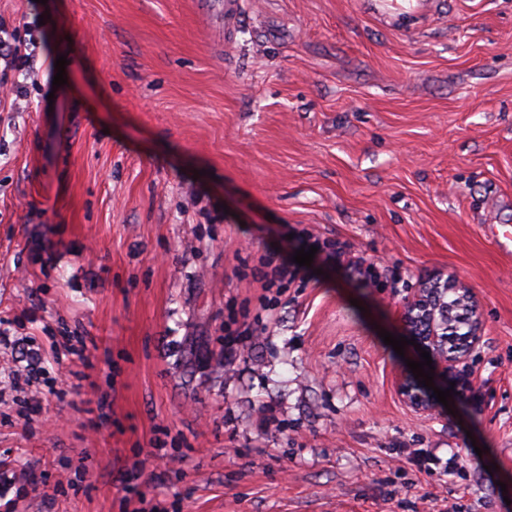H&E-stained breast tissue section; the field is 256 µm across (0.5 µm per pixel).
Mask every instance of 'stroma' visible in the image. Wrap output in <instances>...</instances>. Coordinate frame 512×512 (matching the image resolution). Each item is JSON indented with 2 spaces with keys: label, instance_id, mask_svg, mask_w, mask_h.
<instances>
[{
  "label": "stroma",
  "instance_id": "obj_1",
  "mask_svg": "<svg viewBox=\"0 0 512 512\" xmlns=\"http://www.w3.org/2000/svg\"><path fill=\"white\" fill-rule=\"evenodd\" d=\"M237 4L0 0V512H512V0ZM448 285H431L428 290H431L437 297L433 301L434 307H438V311L441 319V329L442 334L438 336L431 327L428 330L424 331L421 335H417L412 329V323L418 317L419 314L423 320H427L432 304L429 299L420 298L418 299L409 310V314H407V325L409 327L410 333L415 339L417 344L421 345V349L429 352L431 357L434 359L435 363H438L441 367L442 371L448 374V367L453 368V363L457 362V358L460 356L448 357L447 353H440V346L445 338L446 344L449 345L448 349L455 344L456 341L460 340L462 337L467 336L469 332L470 323H471V310L466 302H464L461 297L465 295H460L458 292H455L453 288L448 289ZM430 292V293H431ZM429 293V294H430ZM452 293L455 298H453L450 302L445 301L447 294ZM448 303L453 305L454 308H459L462 312L456 314L454 319L451 320L448 318ZM453 321V322H452ZM450 322V323H449ZM452 322V323H451ZM443 325V326H442ZM466 327L467 330L461 332L462 329ZM444 336V338H443ZM399 391L405 401L418 410H426L433 406L434 399L427 390L410 378L401 380Z\"/></svg>",
  "mask_w": 512,
  "mask_h": 512
}]
</instances>
